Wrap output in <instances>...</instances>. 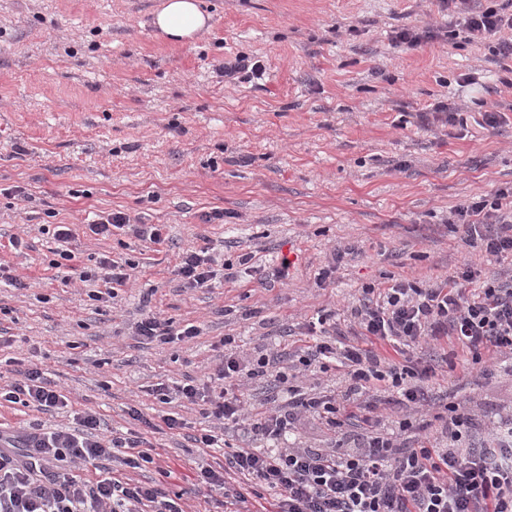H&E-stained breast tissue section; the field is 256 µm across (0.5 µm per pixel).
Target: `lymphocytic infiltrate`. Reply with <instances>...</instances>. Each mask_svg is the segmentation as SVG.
I'll use <instances>...</instances> for the list:
<instances>
[{
  "label": "lymphocytic infiltrate",
  "instance_id": "f902f5d3",
  "mask_svg": "<svg viewBox=\"0 0 512 512\" xmlns=\"http://www.w3.org/2000/svg\"><path fill=\"white\" fill-rule=\"evenodd\" d=\"M448 2L469 41H495V55L512 58V40L501 37L512 30V0L476 10L470 0ZM420 118L424 126L457 127L480 138L499 126L502 114L491 109L470 116L457 104L440 101ZM449 222L465 245L498 260L512 258V186L457 205ZM88 230L104 239L122 232L154 244L163 240L160 225L132 223L120 211L101 216ZM75 235L73 225H56L52 268L63 282L75 278L90 284V301L114 300L131 278L127 265L104 256L96 270L78 269L69 248ZM175 273L190 289L211 287L218 276L205 247L183 250ZM347 318L361 343L347 342L328 312L308 322L304 334L310 343L290 359L274 350L251 357L234 337L221 338L224 355L211 376L221 387L217 397L192 380L173 388L157 384L153 394L160 403L202 401L223 428L243 430L235 445L220 444L215 433L195 436L197 447L224 449L222 464L195 467L196 484L235 502L245 501L253 487L265 488L274 499L260 512H512V410L483 427L470 407L453 401L445 403L439 426L413 417L436 403L428 387L435 367L425 356L431 342L449 340L483 368L512 360V278L484 275L465 263L445 282L401 279L383 288L369 286ZM135 334L169 344L195 338L199 330L192 324L173 329L169 320L149 313L137 321ZM332 369L338 372L333 395L310 394L298 384ZM263 376L273 378L286 403L252 421L241 386ZM383 393L397 395L409 417L392 423L377 414ZM2 402L48 411L68 406L70 399L33 363L21 381L0 387ZM127 414L142 430L102 436L100 415L86 408L75 414L76 429H20L0 438V512H185L160 483L118 472L153 463L149 434L182 429V420L165 414L154 422L134 406ZM302 415L324 422L337 436L334 446L269 447V440L285 438ZM18 443L27 450L25 458L11 452ZM63 460L98 466L99 473L84 479L51 471V464Z\"/></svg>",
  "mask_w": 512,
  "mask_h": 512
}]
</instances>
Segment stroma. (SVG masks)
<instances>
[{"mask_svg":"<svg viewBox=\"0 0 512 512\" xmlns=\"http://www.w3.org/2000/svg\"><path fill=\"white\" fill-rule=\"evenodd\" d=\"M160 0H0V262L27 287L0 288V385L18 380L20 360L41 365L71 405L38 412L0 406V431H46L96 410L105 429H138L146 417L178 414L187 430L150 436L152 464L140 481L173 470L164 488L190 512H224L191 475L201 451L192 437L213 429L203 404H160V382H206L236 337L249 353L294 352L306 319H345L367 285L393 279L443 282L462 263L483 273L512 270L466 246L448 222L465 200L512 185V112L473 141L458 130H425L419 112L449 100L482 112L512 103V61L462 31L409 49L393 29L448 23L438 0H202L212 29L175 45L151 24ZM261 60L264 72L225 82V59ZM121 211L158 224L164 241L78 234L76 266L101 256L133 262L113 304L86 300L82 283L51 268L49 224H88ZM28 247L15 253L10 237ZM206 245L235 263L233 280L185 288L173 270L183 249ZM346 256L330 286L317 282L334 250ZM247 265H239L243 254ZM294 264L288 283L271 272ZM196 338L144 343V310ZM429 382L435 397L473 405L477 416L512 406V372L482 377L446 341Z\"/></svg>","mask_w":512,"mask_h":512,"instance_id":"1","label":"stroma"}]
</instances>
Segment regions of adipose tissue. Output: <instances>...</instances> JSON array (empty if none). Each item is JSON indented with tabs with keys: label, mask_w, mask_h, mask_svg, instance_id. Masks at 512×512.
<instances>
[{
	"label": "adipose tissue",
	"mask_w": 512,
	"mask_h": 512,
	"mask_svg": "<svg viewBox=\"0 0 512 512\" xmlns=\"http://www.w3.org/2000/svg\"><path fill=\"white\" fill-rule=\"evenodd\" d=\"M210 20L199 0H162L153 25L169 41L191 44L209 32Z\"/></svg>",
	"instance_id": "ef3b65f1"
}]
</instances>
